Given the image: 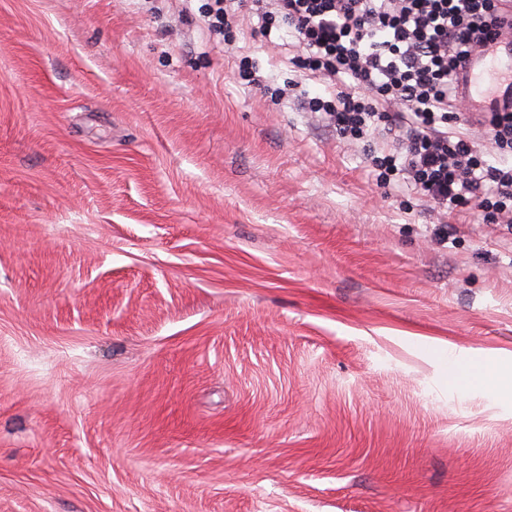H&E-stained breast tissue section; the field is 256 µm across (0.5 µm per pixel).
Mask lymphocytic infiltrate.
Here are the masks:
<instances>
[{
  "label": "lymphocytic infiltrate",
  "mask_w": 512,
  "mask_h": 512,
  "mask_svg": "<svg viewBox=\"0 0 512 512\" xmlns=\"http://www.w3.org/2000/svg\"><path fill=\"white\" fill-rule=\"evenodd\" d=\"M502 0H203L199 21L232 40L249 5L264 38L287 33L298 68L324 97L301 96L338 139L379 134L368 165L382 187L404 186L445 214L466 208L512 224V85L469 112L459 70L491 37L512 38Z\"/></svg>",
  "instance_id": "1"
}]
</instances>
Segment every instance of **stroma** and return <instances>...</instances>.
Segmentation results:
<instances>
[{
    "instance_id": "obj_1",
    "label": "stroma",
    "mask_w": 512,
    "mask_h": 512,
    "mask_svg": "<svg viewBox=\"0 0 512 512\" xmlns=\"http://www.w3.org/2000/svg\"><path fill=\"white\" fill-rule=\"evenodd\" d=\"M185 7L0 0V512H512V230ZM253 76V83L260 86L259 88L274 105H279L287 100L291 92L295 90L294 86L297 85V83L292 84L291 82H284L283 85H280L273 81H268L262 76H256L255 72ZM495 370L489 366L476 362L467 366H461L459 372L454 379L464 383L466 386L488 387L493 385L497 390Z\"/></svg>"
}]
</instances>
